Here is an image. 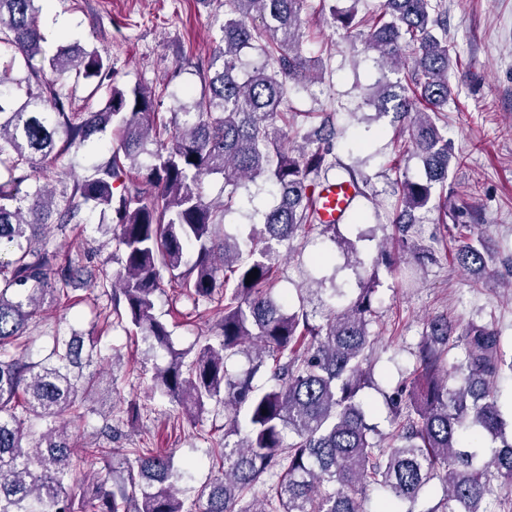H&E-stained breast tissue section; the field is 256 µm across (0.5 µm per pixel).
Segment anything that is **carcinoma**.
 <instances>
[{
    "label": "carcinoma",
    "instance_id": "cac0c4a2",
    "mask_svg": "<svg viewBox=\"0 0 512 512\" xmlns=\"http://www.w3.org/2000/svg\"><path fill=\"white\" fill-rule=\"evenodd\" d=\"M306 0H224V48L205 76L203 103L179 102L167 120H154L161 94L139 84L112 82L108 50L77 43L43 50L41 0H0V44L11 49L0 64V512H195L179 497L184 470L174 455L128 448L109 462L101 443L79 444L74 423L97 413L89 405L114 378L93 367L98 340L55 333L49 352L34 358L29 326L48 305L69 298L70 286L89 280L112 311L107 327H120L167 351L155 367L150 392L198 417L224 413V438L210 449L221 475L201 490L203 512H368L372 488L383 492L377 512H512V436H507L498 381L512 376V353L491 324L458 328L440 314L426 322L413 377L389 397L398 444L371 422L361 391L374 386L369 357L376 345L370 327L372 290L322 314L271 295L275 245L309 230L336 234L318 222L317 189L338 165L332 113L304 145L290 150L287 84L304 88L317 77L302 53L301 13ZM262 20L256 25V20ZM344 28L369 27L368 49L377 64L405 71L398 90L379 83L372 93L379 113H396L409 132V148L422 160L426 179H405L392 223L400 234L398 256L383 250L392 268L419 269L435 261L415 244V212L430 210L434 186L448 178L452 154L438 113L451 95L448 10L442 0H382L378 13L341 19ZM263 59L246 64L245 50ZM26 75L11 76L16 60ZM97 82L103 106L73 111V95L57 85ZM112 128L110 158L92 175L63 188L55 199L46 186L28 182L54 175L53 164L92 136ZM220 176L227 195L205 199L203 180ZM271 184L277 203L249 233L224 228L226 207L247 183ZM114 214L115 273L86 266L82 252L51 248V230L66 234L81 210ZM490 249L470 236L453 261L470 272L485 270ZM257 277L245 283L252 272ZM172 290L219 314L211 334L174 348L172 333L156 314L158 296ZM456 338L464 358L448 365ZM243 357L245 369L234 367ZM267 381L254 382L260 372ZM126 419L101 414L98 435L110 441ZM44 430L31 435L29 424ZM102 462L105 474L94 469ZM85 464L92 479L74 489L71 474ZM442 496L419 509L431 482Z\"/></svg>",
    "mask_w": 512,
    "mask_h": 512
}]
</instances>
